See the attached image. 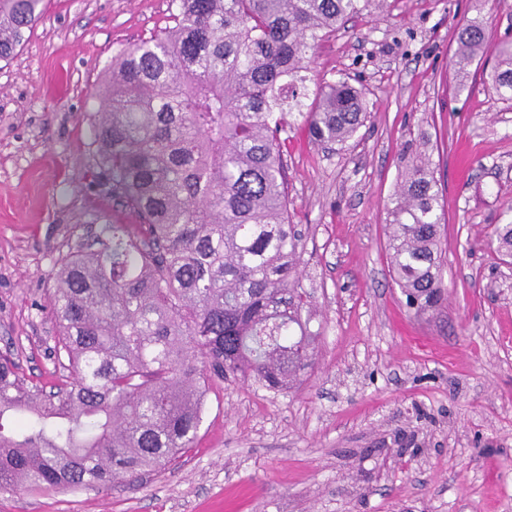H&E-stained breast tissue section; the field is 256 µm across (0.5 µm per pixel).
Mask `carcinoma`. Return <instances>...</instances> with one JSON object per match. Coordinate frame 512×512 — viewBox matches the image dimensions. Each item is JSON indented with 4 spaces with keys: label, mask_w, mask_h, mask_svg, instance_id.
<instances>
[{
    "label": "carcinoma",
    "mask_w": 512,
    "mask_h": 512,
    "mask_svg": "<svg viewBox=\"0 0 512 512\" xmlns=\"http://www.w3.org/2000/svg\"><path fill=\"white\" fill-rule=\"evenodd\" d=\"M43 0H0V60L22 45ZM386 0H171L173 25L112 56L92 146L112 197L143 223L103 224L59 260L52 353L72 381L29 387L0 355V489L109 486L192 447L212 378L286 391L317 334L294 277L281 134L298 121L321 146L368 117L345 80L309 90L318 42ZM512 101V43L483 21L458 28L460 78L488 51ZM394 281L416 311L443 300L438 181L405 165L387 207ZM512 257V225L495 230ZM68 364H63L62 357Z\"/></svg>",
    "instance_id": "cac0c4a2"
}]
</instances>
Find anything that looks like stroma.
<instances>
[{
  "label": "stroma",
  "mask_w": 512,
  "mask_h": 512,
  "mask_svg": "<svg viewBox=\"0 0 512 512\" xmlns=\"http://www.w3.org/2000/svg\"><path fill=\"white\" fill-rule=\"evenodd\" d=\"M321 42L311 73L361 89L347 142L287 132L297 273L320 337L285 392L211 380L193 448L127 489L0 490V512H512V102L450 67L458 26L512 42V0H389ZM170 0H45L0 61V352L27 384L65 380L51 350L59 259L136 224L90 142L115 51L171 25ZM438 180L445 299L415 313L394 283L386 204L406 141Z\"/></svg>",
  "instance_id": "stroma-1"
}]
</instances>
